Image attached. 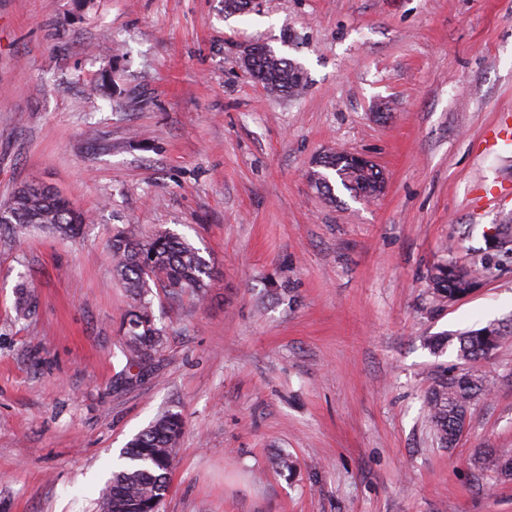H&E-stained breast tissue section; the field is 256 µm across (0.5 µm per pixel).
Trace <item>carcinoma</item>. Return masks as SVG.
I'll use <instances>...</instances> for the list:
<instances>
[{
  "label": "carcinoma",
  "mask_w": 512,
  "mask_h": 512,
  "mask_svg": "<svg viewBox=\"0 0 512 512\" xmlns=\"http://www.w3.org/2000/svg\"><path fill=\"white\" fill-rule=\"evenodd\" d=\"M245 68L273 94H291L303 84V73L294 61L280 56L265 45L245 52ZM320 165L310 172L313 186L333 199V186L327 172L332 171L341 186L353 196L372 198L384 184L380 170L353 166L341 152H329L318 158ZM87 222L84 213L54 189L26 183L15 189L8 203L0 207V229L14 236L30 228L52 234L71 236ZM113 275L130 293L133 305L127 312L125 339L131 362H150L164 343L163 330L154 322L151 285L167 289L173 301L183 296L202 298L212 276L210 261L186 238L169 230H159L147 238H138L124 229H115L108 244ZM475 271L451 260L434 265L427 283L431 304L439 309L464 296L475 283ZM32 304L28 285H18L15 310L26 318ZM503 329L496 323L455 335L434 336L428 340L433 351L453 346L457 357L476 361L488 356L499 344ZM487 391L480 376L464 373L443 375L426 396L430 427L444 448L459 440L474 400ZM183 433V421L177 414L159 416L147 429L136 435L125 448L128 463L112 471L110 481L101 491V509L112 512H151L168 488L176 448ZM473 465L493 470L506 477L512 475V448H486L473 456Z\"/></svg>",
  "instance_id": "carcinoma-1"
}]
</instances>
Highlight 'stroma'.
I'll use <instances>...</instances> for the list:
<instances>
[{
  "mask_svg": "<svg viewBox=\"0 0 512 512\" xmlns=\"http://www.w3.org/2000/svg\"><path fill=\"white\" fill-rule=\"evenodd\" d=\"M264 44L304 84L275 95L243 65ZM512 0H0V205L37 181L89 215L81 237L0 235V512H101L123 448L165 412L184 433L158 512H512ZM366 155L377 198L317 192L324 150ZM185 236L204 298L152 289L166 340L132 376L115 229ZM491 263L430 305L443 259ZM27 280L31 313L17 319ZM488 385L456 447L425 395L465 370L430 336L490 323ZM286 454L294 470L277 468ZM472 461L478 469L512 475V448H486L474 454Z\"/></svg>",
  "mask_w": 512,
  "mask_h": 512,
  "instance_id": "obj_1",
  "label": "stroma"
}]
</instances>
